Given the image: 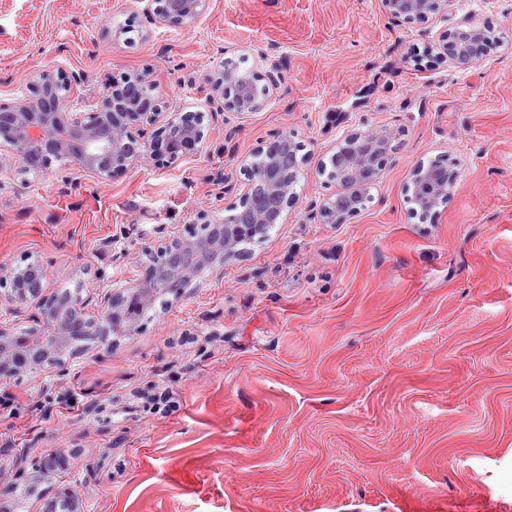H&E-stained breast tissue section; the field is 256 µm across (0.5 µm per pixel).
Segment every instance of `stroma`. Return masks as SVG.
Here are the masks:
<instances>
[{
    "mask_svg": "<svg viewBox=\"0 0 512 512\" xmlns=\"http://www.w3.org/2000/svg\"><path fill=\"white\" fill-rule=\"evenodd\" d=\"M476 27L471 64L417 51ZM279 82L243 118L202 93L225 61ZM96 100L153 68L199 152L99 177L37 178L0 149V269L49 290H117L158 247L224 214L241 159L292 133L306 157L284 223L205 268L136 333L0 379V499L65 454L80 512H512V0H448L402 24L382 0H206L194 25L143 0H0V101L46 68ZM392 153L359 214L323 223L321 165L351 131ZM458 181L427 219L407 200L434 157ZM105 279H97L96 270Z\"/></svg>",
    "mask_w": 512,
    "mask_h": 512,
    "instance_id": "1",
    "label": "stroma"
}]
</instances>
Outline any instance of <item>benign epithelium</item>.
Segmentation results:
<instances>
[{"instance_id": "benign-epithelium-1", "label": "benign epithelium", "mask_w": 512, "mask_h": 512, "mask_svg": "<svg viewBox=\"0 0 512 512\" xmlns=\"http://www.w3.org/2000/svg\"><path fill=\"white\" fill-rule=\"evenodd\" d=\"M147 10L159 20H180L195 24L201 17L205 0H163ZM446 0H383L390 17L401 23L421 21L441 10ZM493 41L482 30L461 29L451 46H443L437 54L441 61L448 59L459 65L489 53ZM249 78L220 71L212 80L210 94L223 98L222 110L240 115L261 110L266 98L250 94L244 87ZM81 77L59 69L43 70L29 86V94L9 103H0V140H8L20 171L36 177L53 172L52 164L68 159V164L84 171L110 176L115 170H127L146 159L177 157L199 150L207 137L203 117L197 112L170 115L159 111L160 99L156 72L150 68L138 74L135 81L114 79L106 84L89 111L74 107V92ZM392 149V138L385 129L375 132L352 131L338 143L332 158L340 161L336 181L342 192L320 209L327 224H344L365 205V190L380 175ZM270 147H260L253 156H268L266 167L247 181L242 197L253 186L261 189L254 199L249 222L231 224L227 218L214 216L206 210L196 213L192 223L204 224L206 233L176 237L147 253L162 255L171 247L180 249L182 257L169 262L165 271L168 282L177 287L173 298L178 300L186 290L197 286L201 270L221 266L224 259L238 252V246L260 237L269 224H281L287 218L288 207L296 200L294 187L280 174L279 155L269 153ZM455 176L429 167H414L407 181L410 199L415 205L432 210L438 200L449 195ZM13 292L11 304L37 302V328L32 336H17L10 324L0 319V376L35 374L46 367V361L70 344L71 326L64 324L56 330L60 339L46 342L44 334L49 313L55 308L77 310L88 319L87 333L91 336H110L115 328L119 335H131L138 326V314L153 308L157 283L154 264L129 279L123 289L107 292L100 298L79 294L46 293L48 270L39 263L19 266L8 274ZM74 496L73 487L61 482L43 494L44 500L56 505Z\"/></svg>"}]
</instances>
